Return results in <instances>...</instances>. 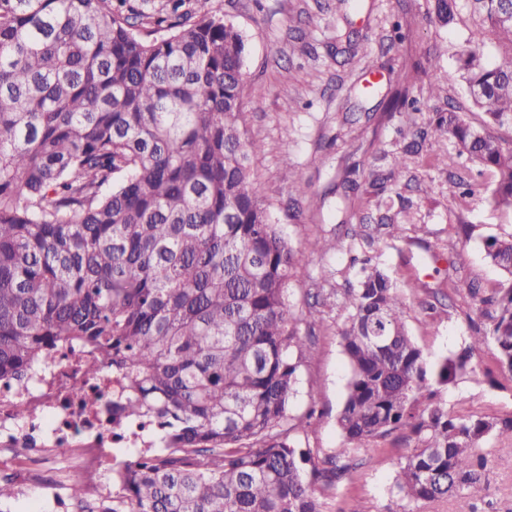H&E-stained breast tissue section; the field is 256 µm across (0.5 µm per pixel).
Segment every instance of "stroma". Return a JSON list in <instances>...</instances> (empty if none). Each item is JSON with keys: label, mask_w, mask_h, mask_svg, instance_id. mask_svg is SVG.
Segmentation results:
<instances>
[{"label": "stroma", "mask_w": 512, "mask_h": 512, "mask_svg": "<svg viewBox=\"0 0 512 512\" xmlns=\"http://www.w3.org/2000/svg\"><path fill=\"white\" fill-rule=\"evenodd\" d=\"M430 0H363L351 11L344 0H210L213 15L233 23L244 35L246 64L242 97L248 121L245 135L260 144L250 159L252 187L268 206L295 253V271L288 286L293 314L305 311L317 293L354 281L350 258L359 245L353 231L362 218L380 208L399 209L402 198L418 201L416 230L410 238L382 243L376 253L381 268L397 280L417 270H438L439 280L453 279L455 289L408 288L406 323L429 360L457 354L477 317L468 285L501 280L500 271L485 256L486 235L512 231V213L477 205L466 219L473 226L470 239L449 235L456 216L448 195V171L436 166L435 155L456 157L455 145L435 135L421 142L409 173L386 191L370 185V170L394 165L404 146L398 131L403 109L389 99L395 91L417 99L419 124L437 113L456 109L474 126L487 125L483 112L471 109L457 71L458 53L481 43L494 52V37L472 7L460 0L454 23L442 27L430 21ZM350 29L360 51L339 43V31ZM488 126V125H487ZM301 178L305 194L293 188ZM355 181L354 196H346V181ZM433 194H426L428 185ZM336 239L339 250L308 251L313 237ZM347 312L342 306L325 309V323L312 329L297 324L311 347L300 372L292 416L310 414L302 447L315 460L339 448L342 437L336 418L342 408L349 367L338 336ZM476 373L457 377L444 387L441 398L460 414L503 415L512 412V379L504 376L494 347L476 352ZM409 444L388 437L377 451H359L353 467L325 500L324 512H402L391 486L397 465ZM486 457L487 494L498 512H512V444L489 441ZM60 459L41 460L0 448V474L15 477L18 493L9 512H61L74 483L107 481V471L77 466L59 470Z\"/></svg>", "instance_id": "obj_1"}]
</instances>
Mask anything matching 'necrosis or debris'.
Returning a JSON list of instances; mask_svg holds the SVG:
<instances>
[{
  "label": "necrosis or debris",
  "mask_w": 512,
  "mask_h": 512,
  "mask_svg": "<svg viewBox=\"0 0 512 512\" xmlns=\"http://www.w3.org/2000/svg\"><path fill=\"white\" fill-rule=\"evenodd\" d=\"M76 361L74 354L58 355L20 387H0L1 442L14 445L24 455L38 456L64 440L84 448L87 458L108 463L117 461L120 449L134 446L133 434L115 438L111 414L74 397V390L84 383ZM20 400L27 405L22 419L15 412Z\"/></svg>",
  "instance_id": "4bbe7bcc"
}]
</instances>
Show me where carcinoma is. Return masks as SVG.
<instances>
[{
    "label": "carcinoma",
    "mask_w": 512,
    "mask_h": 512,
    "mask_svg": "<svg viewBox=\"0 0 512 512\" xmlns=\"http://www.w3.org/2000/svg\"><path fill=\"white\" fill-rule=\"evenodd\" d=\"M171 2L148 38L112 0H0V382L86 351V380L107 366L120 384L114 428L164 449L112 474V493L71 486L69 512H321L316 493L336 490L359 446L394 433L415 443L392 486L407 506L482 492L483 445L512 443V413L453 414L439 393L487 344L512 377V232L483 240L505 275L468 288L484 321L433 363L396 280L366 252L351 259L342 446L314 489L288 438L306 426L289 415L306 345L287 306L293 249L251 188L244 38L209 0L194 19ZM475 2L503 51L462 49L459 78L489 123L512 125V12ZM432 9L445 26L457 3ZM433 130L469 162L448 170L459 210L478 197L512 212V148L454 111ZM413 208L370 219L361 240L403 237Z\"/></svg>",
    "instance_id": "obj_1"
}]
</instances>
